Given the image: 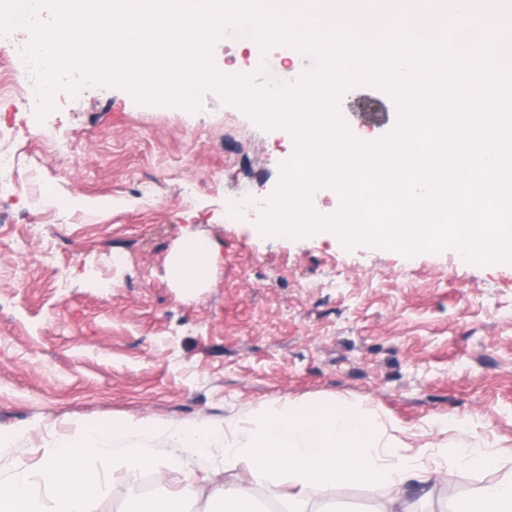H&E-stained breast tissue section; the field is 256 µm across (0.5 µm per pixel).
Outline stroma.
<instances>
[{
	"mask_svg": "<svg viewBox=\"0 0 512 512\" xmlns=\"http://www.w3.org/2000/svg\"><path fill=\"white\" fill-rule=\"evenodd\" d=\"M37 115L34 100L0 104L10 151L42 155V201L0 226V478L34 469L88 421L251 419L259 404L321 396L366 402L412 445L441 441L443 421L512 455V266L447 251L406 256L339 237L255 236L291 152L287 128L261 127L218 92L200 110L137 101L117 86L71 94ZM354 138L378 141L399 122L394 99L353 80L338 101ZM55 140L72 145L52 151ZM218 180H211L213 170ZM149 181L151 199L135 193ZM92 212L90 223L43 218ZM207 241L216 261L193 289L169 277L171 256ZM187 478L159 460L143 472L92 460L110 490L94 512H137L186 483L190 512L214 491L243 488L253 507L281 501L279 482L249 483L245 467L210 451ZM495 474H432L408 488L415 512L451 503ZM376 486H317L313 502L373 512Z\"/></svg>",
	"mask_w": 512,
	"mask_h": 512,
	"instance_id": "stroma-1",
	"label": "stroma"
}]
</instances>
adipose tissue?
I'll return each instance as SVG.
<instances>
[{
	"mask_svg": "<svg viewBox=\"0 0 512 512\" xmlns=\"http://www.w3.org/2000/svg\"><path fill=\"white\" fill-rule=\"evenodd\" d=\"M213 261L206 242L186 241L171 261V277L179 287H197L207 281ZM399 429L372 406L339 398L264 403L250 421L229 417L220 427L207 421L125 419L109 427L91 421L35 471L0 481V512H92L94 499L108 489L88 457L109 456L133 470L163 457L191 471L219 442L225 467L245 465L251 483L284 479L287 512H307L309 491L319 484L370 483L399 495L409 483L427 481L433 470L481 473L502 464L494 443L467 429L413 453L404 452ZM451 512H512V475L477 487Z\"/></svg>",
	"mask_w": 512,
	"mask_h": 512,
	"instance_id": "obj_1",
	"label": "adipose tissue"
}]
</instances>
